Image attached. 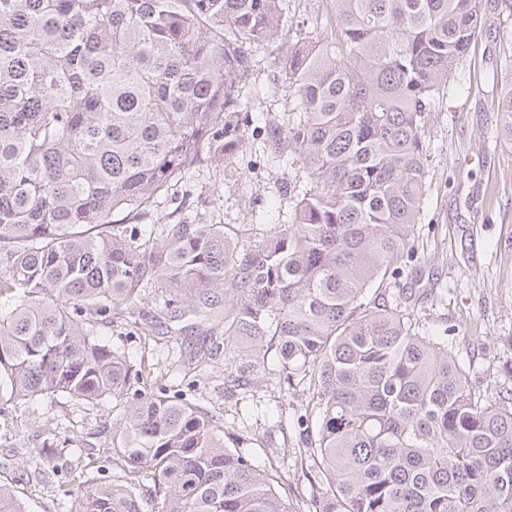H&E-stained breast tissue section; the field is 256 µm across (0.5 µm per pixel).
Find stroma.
<instances>
[{"label":"stroma","instance_id":"obj_1","mask_svg":"<svg viewBox=\"0 0 512 512\" xmlns=\"http://www.w3.org/2000/svg\"><path fill=\"white\" fill-rule=\"evenodd\" d=\"M288 24L277 43L253 50L247 79L248 104L241 114L242 145L230 157L204 152L168 196L125 217L137 231L168 222L233 224L241 247L259 244L293 206L289 184L305 172L290 164L287 150L273 146L288 128L294 95L280 60L321 7V0H287ZM479 33L460 69L431 113L427 168L431 187L420 224L391 278L428 332L447 337L458 357L471 365L469 382L487 400H512V147L495 142L490 120L512 67V23L505 0H482ZM224 305L207 319L176 317L162 308L155 289L135 314L98 326L99 335L124 353L133 368L152 372L155 394L181 396L220 415L229 435L253 439L256 464L276 470L278 490L292 512H309L311 488L299 450L307 426L309 394L283 390L274 373L252 368L237 348L221 344ZM208 352L198 364L197 353ZM243 384L227 389L224 379ZM16 445L33 447L36 435L68 440L71 450L89 448L95 464L89 477L104 478L109 464L112 412L87 411L50 400L17 408ZM0 480L11 484L29 512H68L51 488L31 481L20 460L0 456Z\"/></svg>","mask_w":512,"mask_h":512}]
</instances>
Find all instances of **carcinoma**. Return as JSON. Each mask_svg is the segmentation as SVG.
Here are the masks:
<instances>
[{
  "label": "carcinoma",
  "mask_w": 512,
  "mask_h": 512,
  "mask_svg": "<svg viewBox=\"0 0 512 512\" xmlns=\"http://www.w3.org/2000/svg\"><path fill=\"white\" fill-rule=\"evenodd\" d=\"M330 38L288 46L281 137L305 170L288 223L252 249L230 224L120 223L242 140L249 49L275 43L285 0H0V446L42 398L114 403L112 478L24 469L70 512H290L277 476L220 416L157 396L97 334L142 291L198 315L232 293L224 341L250 339L308 386L314 512H512V405L384 288L427 190L428 116L480 26L481 0H329ZM512 145V83L493 119ZM0 512H27L0 483Z\"/></svg>",
  "instance_id": "1"
}]
</instances>
